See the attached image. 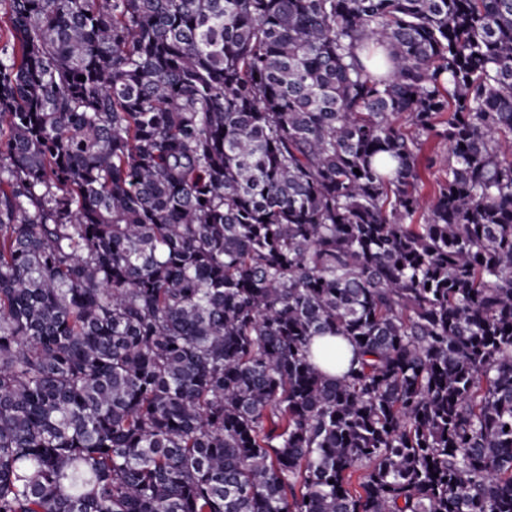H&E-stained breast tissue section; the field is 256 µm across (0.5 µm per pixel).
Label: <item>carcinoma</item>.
I'll return each instance as SVG.
<instances>
[{
  "label": "carcinoma",
  "instance_id": "carcinoma-1",
  "mask_svg": "<svg viewBox=\"0 0 512 512\" xmlns=\"http://www.w3.org/2000/svg\"><path fill=\"white\" fill-rule=\"evenodd\" d=\"M2 37L0 512H512V0Z\"/></svg>",
  "mask_w": 512,
  "mask_h": 512
}]
</instances>
